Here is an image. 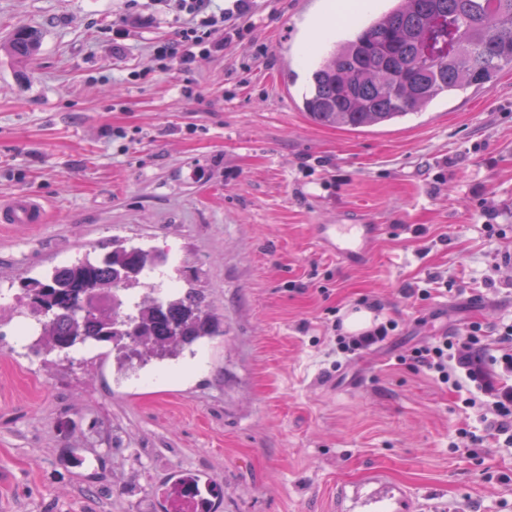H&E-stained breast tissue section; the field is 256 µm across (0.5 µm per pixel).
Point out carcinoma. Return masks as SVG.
Listing matches in <instances>:
<instances>
[{
  "instance_id": "1",
  "label": "carcinoma",
  "mask_w": 512,
  "mask_h": 512,
  "mask_svg": "<svg viewBox=\"0 0 512 512\" xmlns=\"http://www.w3.org/2000/svg\"><path fill=\"white\" fill-rule=\"evenodd\" d=\"M40 35L29 27L9 42L17 60L32 56ZM512 66V0H394L388 14L344 41L309 71L302 109L315 123L338 129L391 125L435 99L468 87L489 88ZM155 252L119 245L101 257L84 255L54 267L45 279H29L23 292L41 291L25 315L38 325L30 349L65 359L79 346L111 347L118 363L176 360L201 339L220 334V322L193 288L164 299L152 286L122 302L107 330L95 314L74 308L94 290L141 285Z\"/></svg>"
}]
</instances>
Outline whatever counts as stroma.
Here are the masks:
<instances>
[{
	"instance_id": "obj_1",
	"label": "stroma",
	"mask_w": 512,
	"mask_h": 512,
	"mask_svg": "<svg viewBox=\"0 0 512 512\" xmlns=\"http://www.w3.org/2000/svg\"><path fill=\"white\" fill-rule=\"evenodd\" d=\"M140 2L130 26L127 0H0V198L46 208L0 224V290L121 242L161 251L156 283L202 290L224 333L120 375L93 350L34 354L0 308V512H180L175 473L221 487L217 512H333L342 486L372 512L374 474L409 512H512V456L454 451L455 393L397 362L512 322V69L396 124L336 129L301 108L306 47L323 23L354 34L350 0H256L222 54L165 69L150 54L180 24ZM23 26L41 47L21 63L4 42ZM318 224L383 231L340 262ZM363 299L398 327L338 363L332 324ZM46 210L34 194L20 192L0 202L1 224H42Z\"/></svg>"
}]
</instances>
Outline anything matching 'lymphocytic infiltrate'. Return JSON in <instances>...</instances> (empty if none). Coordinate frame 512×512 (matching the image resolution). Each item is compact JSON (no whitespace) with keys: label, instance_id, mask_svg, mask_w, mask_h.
I'll list each match as a JSON object with an SVG mask.
<instances>
[{"label":"lymphocytic infiltrate","instance_id":"f902f5d3","mask_svg":"<svg viewBox=\"0 0 512 512\" xmlns=\"http://www.w3.org/2000/svg\"><path fill=\"white\" fill-rule=\"evenodd\" d=\"M169 10L183 16L184 25L175 42L154 46L153 65L164 67L177 60L191 65L197 57L214 56L224 50V41L232 37V20L247 15L252 0H233L229 9L213 7L211 0H164ZM397 327L388 320L373 324L356 334L343 330L334 321L336 351L353 358L384 342ZM481 324H470L465 336H442L424 346L412 348L402 363L415 370L433 374L438 383L460 393L464 408L476 413L481 432L460 428L472 447L512 450V323L498 328L493 343H486Z\"/></svg>","mask_w":512,"mask_h":512}]
</instances>
